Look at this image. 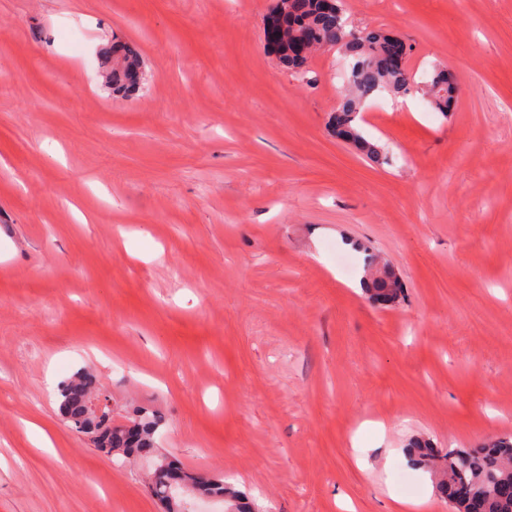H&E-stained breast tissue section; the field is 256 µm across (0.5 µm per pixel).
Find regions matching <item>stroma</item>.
I'll return each mask as SVG.
<instances>
[{
	"mask_svg": "<svg viewBox=\"0 0 512 512\" xmlns=\"http://www.w3.org/2000/svg\"><path fill=\"white\" fill-rule=\"evenodd\" d=\"M274 3L0 0V512H162L59 416L83 369L257 512H451L410 440L512 435V0H342L412 48L360 113L382 164L331 128L351 57L284 68ZM115 37L148 74L126 98ZM373 256L398 303L357 288ZM103 68L107 72L108 82L113 93L132 95L144 84L143 62L140 54L132 43L112 42V54H103ZM428 88L427 94L431 99L434 108L439 112H448V108L454 97V86L448 82L444 74L435 76Z\"/></svg>",
	"mask_w": 512,
	"mask_h": 512,
	"instance_id": "1",
	"label": "stroma"
}]
</instances>
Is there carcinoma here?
<instances>
[{"instance_id":"obj_1","label":"carcinoma","mask_w":512,"mask_h":512,"mask_svg":"<svg viewBox=\"0 0 512 512\" xmlns=\"http://www.w3.org/2000/svg\"><path fill=\"white\" fill-rule=\"evenodd\" d=\"M275 14L281 19L276 27L272 46L286 67H298L308 62L297 50L299 40L311 39L319 47H337L353 58L349 74V93L340 101L336 112V131L351 143L361 155L370 160L380 156V148L365 139L357 127L362 105L371 96L390 90L405 93L410 81L404 68L389 64L395 37L379 30L347 29L337 0H277ZM112 92L131 95L143 85V62L135 45L129 42L112 43V52L103 54ZM434 108L448 112L454 97V86L443 74L435 76L427 90ZM367 291L375 299L396 301L403 288H392L385 281L370 280ZM111 397L97 375L81 370L58 385L59 412L75 431L85 435L94 447L108 455L138 457L153 466L151 493L169 505L168 512H190L179 498L178 487L190 479L196 492L206 498L230 503L232 512H254L251 502L222 479L188 476L172 460L156 455L154 434L162 419L153 411L142 408L125 424L112 423ZM94 401L102 403L103 415L91 409ZM413 461L435 472L436 490L448 500L452 512H469V505L448 494V485L467 482L480 497L485 512H512V498L504 500L499 487L512 483V437L486 441L479 448H456L440 451L421 439L411 443Z\"/></svg>"}]
</instances>
